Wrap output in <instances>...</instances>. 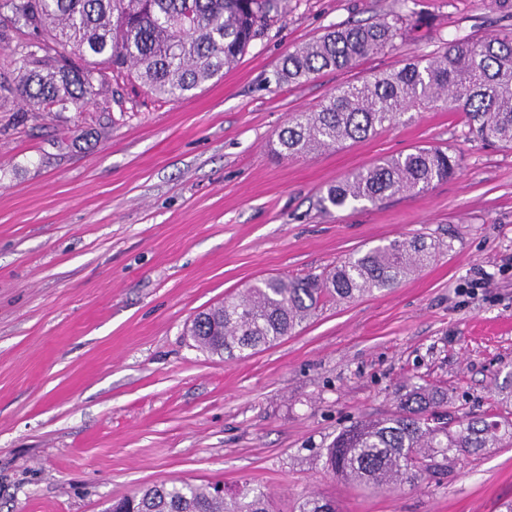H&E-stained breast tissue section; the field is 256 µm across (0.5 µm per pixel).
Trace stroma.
Instances as JSON below:
<instances>
[{
    "label": "stroma",
    "instance_id": "stroma-1",
    "mask_svg": "<svg viewBox=\"0 0 512 512\" xmlns=\"http://www.w3.org/2000/svg\"><path fill=\"white\" fill-rule=\"evenodd\" d=\"M395 18L405 36L384 51L275 83L328 28ZM509 32L512 0H290L221 80L179 100L112 78L84 111L30 112L0 90V512H103L174 480L258 484L276 512L310 493L339 512H506L512 447L394 492L334 476L324 453L417 386L447 391L452 424L504 408L512 149L477 138L444 99L362 141L299 157L274 147L291 115L341 86ZM418 146L453 153L455 173L321 209L328 185ZM418 235L440 244L421 271L326 303L247 357L209 356L186 334L257 278Z\"/></svg>",
    "mask_w": 512,
    "mask_h": 512
}]
</instances>
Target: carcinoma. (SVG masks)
<instances>
[{
  "label": "carcinoma",
  "mask_w": 512,
  "mask_h": 512,
  "mask_svg": "<svg viewBox=\"0 0 512 512\" xmlns=\"http://www.w3.org/2000/svg\"><path fill=\"white\" fill-rule=\"evenodd\" d=\"M288 7V0H0V28L17 35L16 92L27 106L81 112L109 76L136 77L152 95L175 100L220 78ZM399 20L328 29L284 59L275 82L301 83L323 70H342L402 38ZM465 112L484 141L512 146V35L455 41L441 56L337 89L315 112L294 115L274 151L306 156L365 139L442 94ZM455 157L417 147L328 186L323 208L377 204L422 192L452 175ZM423 237L395 239L352 254L320 274L259 278L239 296L198 313L188 329L196 346L239 358L293 333L330 301L389 290L434 259ZM448 399L427 387L399 398L398 410L340 431L326 448L328 468L345 481L380 490L419 482L448 468V452L473 456L512 446V418L465 415L448 430ZM112 512H273L268 493L244 482L215 493L188 482L162 483L115 500ZM294 512H337L325 496L303 497Z\"/></svg>",
  "instance_id": "1"
}]
</instances>
